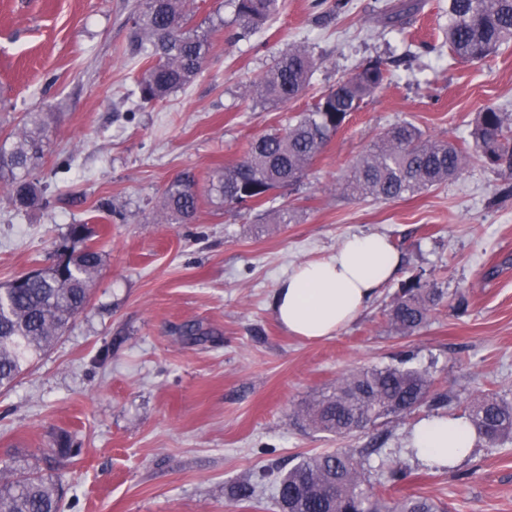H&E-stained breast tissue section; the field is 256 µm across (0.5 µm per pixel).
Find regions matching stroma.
<instances>
[{"label":"stroma","mask_w":512,"mask_h":512,"mask_svg":"<svg viewBox=\"0 0 512 512\" xmlns=\"http://www.w3.org/2000/svg\"><path fill=\"white\" fill-rule=\"evenodd\" d=\"M400 2L348 0L337 12L334 0H286L244 36L230 0H190L194 24L214 28L207 66L139 108L130 95L139 0H0V142L24 112L54 111L33 171L43 206L17 211L0 185V285L50 265L72 224L88 225L103 252L85 310L0 388V474L64 437L79 454L53 460L62 512H280L261 471L368 448L369 482L384 480L391 458L409 469L391 498L426 497L444 512H512V438L477 440L444 472L405 453L422 419L464 415L487 393L512 402V170L473 158L444 184L394 200L340 191L396 122L459 143L485 107L512 115V43L483 60L453 58L443 36L448 0H413L395 29L387 16ZM292 46L317 61L306 91L285 105L254 102L252 84ZM376 59L391 82L351 114L300 185L250 210L203 200L186 224L164 214L162 194L177 174L206 180ZM284 208L295 210L294 223H277ZM367 233L387 236L399 254L395 279L335 336L289 335L272 308L279 279ZM416 274L446 297L422 328L400 336L387 311ZM187 324L200 337L184 336ZM402 354L429 370L446 405L342 439L294 419L344 374L397 364ZM246 481L253 498L235 499L232 488Z\"/></svg>","instance_id":"35a3bbf8"}]
</instances>
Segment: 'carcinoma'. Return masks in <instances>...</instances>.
Instances as JSON below:
<instances>
[{"mask_svg":"<svg viewBox=\"0 0 512 512\" xmlns=\"http://www.w3.org/2000/svg\"><path fill=\"white\" fill-rule=\"evenodd\" d=\"M241 35L284 7V0H233ZM187 0H144L132 17L135 50L142 62L136 81L142 106H153L192 83L204 70L211 48L206 33L190 26ZM448 51L463 60H482L512 42V0H449ZM315 59L291 47L254 84V96L286 104L306 90ZM389 81L378 61H369L295 116L282 131L255 140L235 164L214 170L207 195L233 207L252 208L271 191L296 184L311 162L360 109ZM51 113H24L22 128L0 145V180L19 210L40 208L44 198L31 178L43 157ZM477 156L492 166L512 169V116L492 106L478 113L470 131ZM471 154L459 143L432 140L402 121L386 130L351 167L345 189L358 198L393 200L458 176ZM195 176L182 173L163 192V209L174 220H191L199 207ZM91 231L71 224L53 263L15 286H0V388L10 384L60 336L86 307L89 290L102 267V251L88 244ZM445 293L410 276L401 283L388 312L391 328L408 336L423 326ZM446 396L432 392L425 369L388 366L357 369L336 382L333 392L299 408L297 416L315 431L337 438L363 432L381 420L407 415L427 404L439 407ZM476 435L489 443L512 436V404L485 395L466 408ZM281 512H439L432 500L408 495L389 499L368 482L364 462L347 451L307 457L276 478ZM61 477L39 464L11 468L0 480V512H61Z\"/></svg>","mask_w":512,"mask_h":512,"instance_id":"cac0c4a2","label":"carcinoma"}]
</instances>
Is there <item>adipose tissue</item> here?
Masks as SVG:
<instances>
[{"label": "adipose tissue", "mask_w": 512, "mask_h": 512, "mask_svg": "<svg viewBox=\"0 0 512 512\" xmlns=\"http://www.w3.org/2000/svg\"><path fill=\"white\" fill-rule=\"evenodd\" d=\"M399 263L385 236H352L336 253L298 264L279 281L274 315L291 335L305 340L332 337L362 314L393 279ZM475 442L467 418L438 416L414 427L409 448L428 467H452L470 454Z\"/></svg>", "instance_id": "obj_1"}]
</instances>
